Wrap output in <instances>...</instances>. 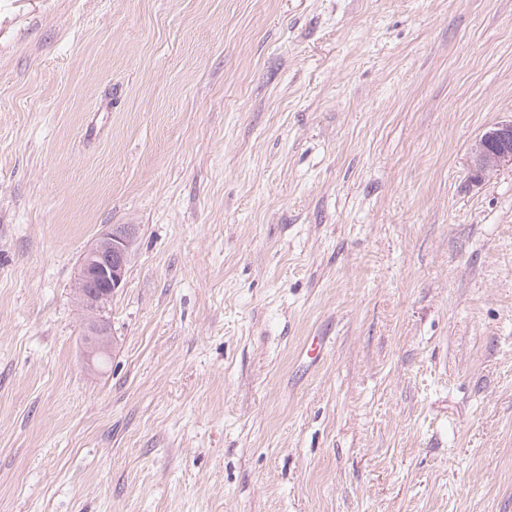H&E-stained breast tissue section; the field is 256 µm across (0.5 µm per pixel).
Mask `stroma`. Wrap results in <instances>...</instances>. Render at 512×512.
<instances>
[{
	"mask_svg": "<svg viewBox=\"0 0 512 512\" xmlns=\"http://www.w3.org/2000/svg\"><path fill=\"white\" fill-rule=\"evenodd\" d=\"M510 118L512 0H0V512H512ZM473 155L475 171L480 175L512 167V119L487 129L474 144ZM115 227L111 225L84 253L77 273L76 295L91 314L83 336L85 356L91 365L110 356V329L100 312L124 285L137 237L136 225L122 224L119 231Z\"/></svg>",
	"mask_w": 512,
	"mask_h": 512,
	"instance_id": "35a3bbf8",
	"label": "stroma"
}]
</instances>
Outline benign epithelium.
<instances>
[{
  "mask_svg": "<svg viewBox=\"0 0 512 512\" xmlns=\"http://www.w3.org/2000/svg\"><path fill=\"white\" fill-rule=\"evenodd\" d=\"M476 173L482 175L503 166L512 167V119L487 129L473 147ZM137 237L134 224L109 227L84 253L77 273L76 295L90 312L83 336L89 363L110 356V329L100 316L112 296L123 287L130 250Z\"/></svg>",
  "mask_w": 512,
  "mask_h": 512,
  "instance_id": "obj_1",
  "label": "benign epithelium"
}]
</instances>
